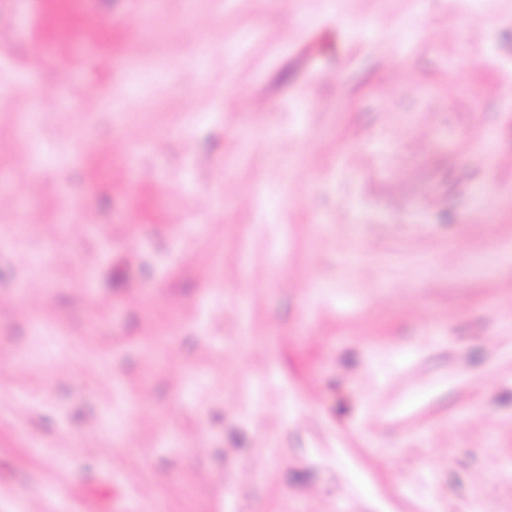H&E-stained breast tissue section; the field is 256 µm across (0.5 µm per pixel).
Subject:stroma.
Returning <instances> with one entry per match:
<instances>
[{
  "label": "stroma",
  "instance_id": "stroma-1",
  "mask_svg": "<svg viewBox=\"0 0 512 512\" xmlns=\"http://www.w3.org/2000/svg\"><path fill=\"white\" fill-rule=\"evenodd\" d=\"M1 86L0 512H512V0H0Z\"/></svg>",
  "mask_w": 512,
  "mask_h": 512
}]
</instances>
